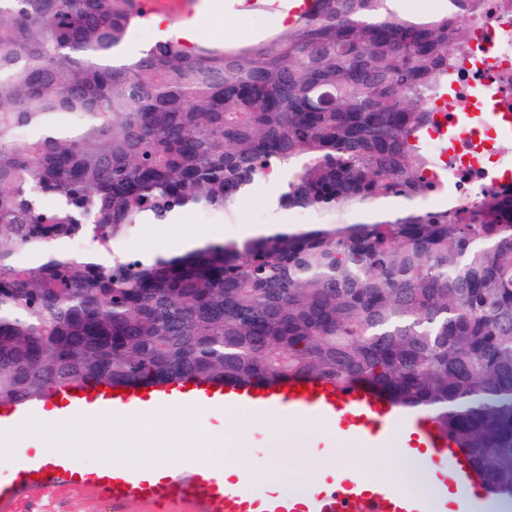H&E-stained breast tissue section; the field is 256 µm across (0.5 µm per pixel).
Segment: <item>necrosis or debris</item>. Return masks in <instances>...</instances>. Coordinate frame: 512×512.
Returning <instances> with one entry per match:
<instances>
[{
	"instance_id": "1",
	"label": "necrosis or debris",
	"mask_w": 512,
	"mask_h": 512,
	"mask_svg": "<svg viewBox=\"0 0 512 512\" xmlns=\"http://www.w3.org/2000/svg\"><path fill=\"white\" fill-rule=\"evenodd\" d=\"M470 42L448 70V95L434 104L445 128H463L465 140L443 145L441 132L430 134L453 194L470 205L480 193L512 185V129L488 122L490 112H512V0H482L468 22Z\"/></svg>"
}]
</instances>
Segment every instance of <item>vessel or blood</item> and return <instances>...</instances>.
<instances>
[{
  "mask_svg": "<svg viewBox=\"0 0 512 512\" xmlns=\"http://www.w3.org/2000/svg\"><path fill=\"white\" fill-rule=\"evenodd\" d=\"M140 6L148 17L169 11L175 24L192 13L191 0H179L175 5L169 0H140ZM297 386L294 380L263 390L220 383H182L144 391L133 387L115 393L94 385H81L76 391L65 390L57 397L45 399L43 407L59 408L73 417L112 414L119 410L130 414L147 402L160 409L191 403L203 408L262 412L296 421L315 415L337 424L344 439L360 442L365 447L380 448L394 438L400 447L425 454L431 468L460 504H467L476 476L449 439L427 418L404 412L359 387L339 390L317 379L308 381L306 392H298ZM12 469L13 480L0 483V512H11L37 477L48 484L90 489L115 501L185 497L195 512H249L254 496L249 478L228 481L223 474L207 470L197 462L184 466L182 473L164 476L136 468L87 472L76 456L68 454L49 462L40 457L21 459ZM262 512H426V509L419 499L402 493L391 480L377 479L373 488L367 490L359 475L344 472L308 489L299 502L276 494L266 495Z\"/></svg>",
  "mask_w": 512,
  "mask_h": 512,
  "instance_id": "1",
  "label": "vessel or blood"
}]
</instances>
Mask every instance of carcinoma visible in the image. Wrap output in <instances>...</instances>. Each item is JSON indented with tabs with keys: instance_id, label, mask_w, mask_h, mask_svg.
<instances>
[{
	"instance_id": "carcinoma-1",
	"label": "carcinoma",
	"mask_w": 512,
	"mask_h": 512,
	"mask_svg": "<svg viewBox=\"0 0 512 512\" xmlns=\"http://www.w3.org/2000/svg\"><path fill=\"white\" fill-rule=\"evenodd\" d=\"M311 2L244 47L128 53L138 0H0V405L91 382L365 386L512 499V192L420 204L448 194L424 138L478 0ZM270 180L271 206L318 221L120 247Z\"/></svg>"
}]
</instances>
